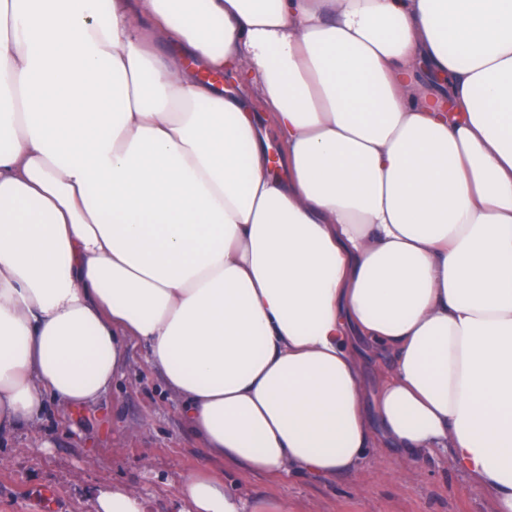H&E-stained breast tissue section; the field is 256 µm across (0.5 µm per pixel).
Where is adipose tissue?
Returning a JSON list of instances; mask_svg holds the SVG:
<instances>
[{"instance_id": "1", "label": "adipose tissue", "mask_w": 512, "mask_h": 512, "mask_svg": "<svg viewBox=\"0 0 512 512\" xmlns=\"http://www.w3.org/2000/svg\"><path fill=\"white\" fill-rule=\"evenodd\" d=\"M132 340L240 477L443 451L512 512V0H0V436Z\"/></svg>"}]
</instances>
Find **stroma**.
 <instances>
[{"instance_id": "stroma-1", "label": "stroma", "mask_w": 512, "mask_h": 512, "mask_svg": "<svg viewBox=\"0 0 512 512\" xmlns=\"http://www.w3.org/2000/svg\"><path fill=\"white\" fill-rule=\"evenodd\" d=\"M127 354L123 376L98 402L77 413L48 405L42 423L0 439V512H40L47 488L54 512H89L96 491L112 485L139 492L148 512H178L183 477L204 466L237 484L247 504L284 501L288 512H497L441 453L409 467L378 451L332 478L239 477L188 430L145 348L132 341Z\"/></svg>"}]
</instances>
